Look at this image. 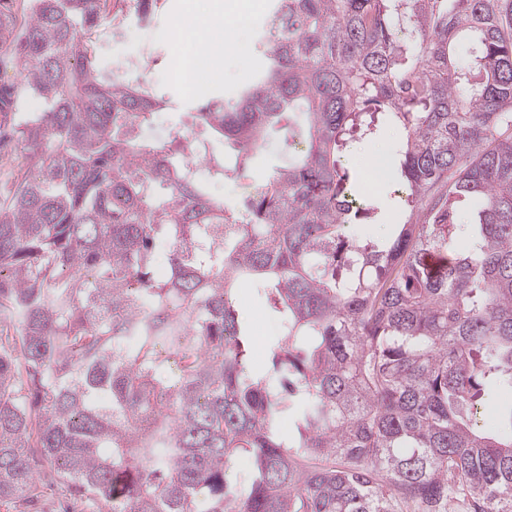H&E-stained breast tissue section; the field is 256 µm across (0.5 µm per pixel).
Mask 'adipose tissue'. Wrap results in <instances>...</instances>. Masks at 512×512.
I'll list each match as a JSON object with an SVG mask.
<instances>
[{
  "label": "adipose tissue",
  "instance_id": "ef3b65f1",
  "mask_svg": "<svg viewBox=\"0 0 512 512\" xmlns=\"http://www.w3.org/2000/svg\"><path fill=\"white\" fill-rule=\"evenodd\" d=\"M243 16L238 12H224L218 9L213 14H202L194 10H187L180 17L172 31V39L178 46L186 47L188 41H195L194 50H188L183 56L181 75L185 80L186 88L199 85L210 73L214 63V55L210 53L207 45L208 33L215 27H232L242 21Z\"/></svg>",
  "mask_w": 512,
  "mask_h": 512
}]
</instances>
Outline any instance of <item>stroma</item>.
Listing matches in <instances>:
<instances>
[{
  "label": "stroma",
  "mask_w": 512,
  "mask_h": 512,
  "mask_svg": "<svg viewBox=\"0 0 512 512\" xmlns=\"http://www.w3.org/2000/svg\"><path fill=\"white\" fill-rule=\"evenodd\" d=\"M123 24L130 32L128 40L120 41L112 35L110 24H103L93 35L96 65L99 70L112 72L114 78L153 89L165 101L163 110L151 130L152 135L168 136L182 129L195 107V101L184 91L177 75L179 56L174 51L170 31L179 15L188 6L187 0H157L148 21L139 18L138 0H119ZM272 0H252L243 23L225 32L213 29L219 49L220 72L205 81L209 96L231 101L237 91L251 82L263 65L261 44L268 34ZM399 148L386 135L371 141L351 142L342 162L353 169L358 179H365L367 162L384 164L393 169ZM288 155L280 142H269L261 155L257 171L251 177L213 186L214 194L223 198L228 208H235L240 193L253 192L256 180L262 178L263 168L273 163H285ZM374 219L346 224L341 228L345 237L380 241L387 237L394 224L400 223L410 212L407 196L399 192L398 182L385 177L374 187Z\"/></svg>",
  "instance_id": "35a3bbf8"
}]
</instances>
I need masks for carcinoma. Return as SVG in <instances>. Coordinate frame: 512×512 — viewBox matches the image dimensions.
<instances>
[{
    "mask_svg": "<svg viewBox=\"0 0 512 512\" xmlns=\"http://www.w3.org/2000/svg\"><path fill=\"white\" fill-rule=\"evenodd\" d=\"M109 14L0 11V150L27 161L0 199V501L60 481L96 512H512V414L475 423L512 389V0H275L262 71L166 139L164 102L94 66ZM385 127L412 208L361 244L340 225L371 197L336 156ZM276 138L288 163L229 211L209 184ZM245 284L281 317L268 364ZM484 398L477 414V425L481 430H495L512 408V392L493 389Z\"/></svg>",
    "mask_w": 512,
    "mask_h": 512,
    "instance_id": "obj_1",
    "label": "carcinoma"
}]
</instances>
